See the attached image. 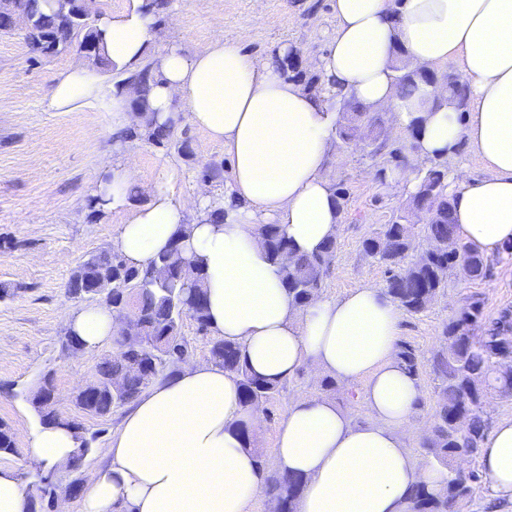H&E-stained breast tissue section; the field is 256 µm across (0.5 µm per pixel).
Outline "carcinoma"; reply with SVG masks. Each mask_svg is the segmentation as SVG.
<instances>
[{"label": "carcinoma", "instance_id": "obj_1", "mask_svg": "<svg viewBox=\"0 0 512 512\" xmlns=\"http://www.w3.org/2000/svg\"><path fill=\"white\" fill-rule=\"evenodd\" d=\"M27 19L25 38L31 50L43 55L59 54L71 49L85 56L106 72L112 62L103 51V39L97 28L94 0H64L58 7L45 11L40 0H0V33L13 32L12 20ZM394 81L400 97L405 99L431 85L434 76L427 73L401 72L395 68ZM153 80V63L147 62L135 74L118 80L120 85L136 84L144 96ZM447 100L461 107L466 99V86L459 76L448 75L445 85ZM340 102L350 114L349 123L338 130L344 142L358 137L361 127L369 128L366 138L371 154L386 158L395 168L406 166L407 155L401 147L388 145V135L370 111L346 94ZM139 135L159 146L174 145L183 154L191 153L185 132L179 127L159 126ZM411 206L427 213L421 233L426 247H413L411 225L400 215L381 226L379 231L362 241L364 252L385 267V292L405 312L414 315L428 309L435 297L446 287L447 278L460 267L472 280L487 278L493 263L475 248L463 244L452 220V204L448 193V161L435 159L418 173L416 192L410 196ZM271 261L280 266L282 284L291 302L303 307L320 291L336 256V237L329 238L311 254L294 253L288 238L278 224H261L258 229ZM183 252L180 241L158 254L146 268H134L114 251L89 256L66 285L71 296L81 288H91L101 281L112 282L107 305L114 309L131 307L136 314L134 328L126 335L112 337V354L97 365L91 390L75 397V407L94 417H105L126 407L156 382L173 375L180 368V359L193 352L192 342L182 334L185 320L197 324L206 339L210 362L235 374L241 396L249 409H257L280 394L286 383H276L253 374L242 357L240 347L211 335L207 320V301L202 287L198 261L185 258L194 275L185 281L170 268L169 259ZM442 347L423 362L411 346L399 343L398 357L407 372L421 379L429 372L438 380L439 392L433 408L431 435L422 446L426 448L443 477L444 487L438 493L421 484L407 498L406 512H463L469 503L473 485L481 476L474 468L454 465L464 454L480 455L489 430L481 401L490 390L512 396V374L498 368L502 358H512V310L504 308L493 316L484 314V303L478 294L466 298L462 308L442 329ZM41 425H58L73 430L78 441L67 468L82 460L93 448L95 436H86L84 427L49 404L37 393L30 397ZM246 447L253 449L259 469L265 473V496L269 512H295L296 502L304 486L299 474L280 473L269 465L263 452L254 447L252 430L241 427ZM17 453L11 428L0 423V457ZM56 483L51 481L40 494L27 496V512H37V503H48Z\"/></svg>", "mask_w": 512, "mask_h": 512}]
</instances>
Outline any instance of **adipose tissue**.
Segmentation results:
<instances>
[{
    "instance_id": "1",
    "label": "adipose tissue",
    "mask_w": 512,
    "mask_h": 512,
    "mask_svg": "<svg viewBox=\"0 0 512 512\" xmlns=\"http://www.w3.org/2000/svg\"><path fill=\"white\" fill-rule=\"evenodd\" d=\"M331 9L336 32L317 64L319 90L284 75L287 46L259 57L219 36L189 54H159L146 104L132 88L105 84L77 64L57 76L44 106L67 112L106 96L115 131L137 129L145 118L157 126L186 120L223 144L231 165L223 194L203 190L193 202L176 198L170 170L144 204L132 205L129 161L107 164L93 186L98 208L132 211L112 247L143 268L180 241L202 263L212 335L239 345L257 375L290 380L311 364L346 383L365 380L371 418L363 424H351L329 401L289 405L274 457L278 471L304 477L296 512H405L411 488H439L441 475L414 464L402 440L422 392L399 363L400 309L374 286L295 307L257 227L281 225L299 254L335 235L341 214L327 170L339 121L335 95L343 91L369 110L392 112L398 128L420 119L414 160L452 163L448 191L464 244L491 254L512 243V0H332ZM99 27L113 69L128 75L161 39L146 0H129ZM402 60L425 70L453 62L468 84L465 106L444 102L440 86L401 99L393 76ZM180 102L186 112H177ZM460 145L485 176L455 170ZM65 320L88 349L119 327L116 313L99 304L67 311ZM259 422L244 408L233 373L211 363L182 366L126 412L77 512H247L264 475L239 428ZM76 446L72 431L40 428L29 435L25 466L63 467ZM481 466L492 497L512 500V419L487 433Z\"/></svg>"
}]
</instances>
